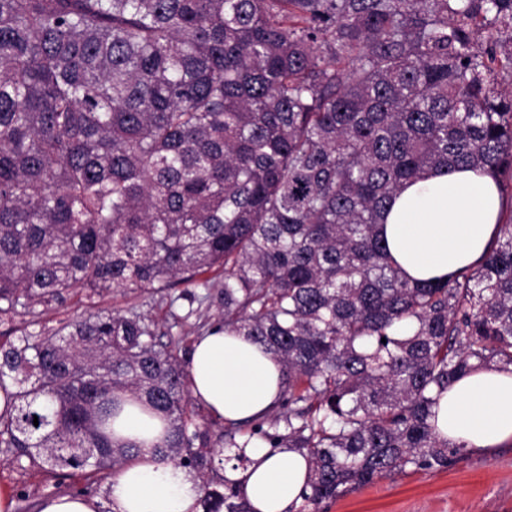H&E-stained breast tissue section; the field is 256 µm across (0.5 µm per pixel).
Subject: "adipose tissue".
<instances>
[{
    "label": "adipose tissue",
    "mask_w": 512,
    "mask_h": 512,
    "mask_svg": "<svg viewBox=\"0 0 512 512\" xmlns=\"http://www.w3.org/2000/svg\"><path fill=\"white\" fill-rule=\"evenodd\" d=\"M505 207L495 181L462 169L431 172L407 184L379 226L389 253L409 280L446 278L483 260L496 239ZM189 389L217 420L263 415L280 397L283 369L245 336L212 329L188 358ZM435 426L441 438L469 448L512 441V373L493 366L472 371L439 399ZM115 437L140 448L138 458L108 483L111 512H203L191 475L159 459L163 421L132 398L112 422ZM246 467L225 469L251 512H288L298 505L310 472L305 453L256 443Z\"/></svg>",
    "instance_id": "obj_1"
}]
</instances>
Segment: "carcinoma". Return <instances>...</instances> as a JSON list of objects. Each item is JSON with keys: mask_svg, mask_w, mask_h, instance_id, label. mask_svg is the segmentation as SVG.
Returning <instances> with one entry per match:
<instances>
[{"mask_svg": "<svg viewBox=\"0 0 512 512\" xmlns=\"http://www.w3.org/2000/svg\"><path fill=\"white\" fill-rule=\"evenodd\" d=\"M505 73L512 0H0V447L106 479L138 454L106 432L130 395L203 512H250L215 475L254 439L306 451L299 512L448 467L437 397L512 367V205L445 281L410 282L377 226L433 170L508 197ZM182 284L281 362L280 412L213 434L180 340L132 307L30 330L73 288Z\"/></svg>", "mask_w": 512, "mask_h": 512, "instance_id": "cac0c4a2", "label": "carcinoma"}]
</instances>
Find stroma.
<instances>
[{
    "mask_svg": "<svg viewBox=\"0 0 512 512\" xmlns=\"http://www.w3.org/2000/svg\"><path fill=\"white\" fill-rule=\"evenodd\" d=\"M90 303L105 309L137 306L158 333L182 337L189 349L222 321L220 308L194 311L184 298L173 302L152 292L99 296L78 289L66 306L42 315L41 329L58 328ZM106 487V482L79 473L54 476L0 448V491L11 494L13 512H23L25 505L36 506L47 497L62 494L85 493L102 499ZM317 512H512V443L490 450H461L447 468L440 470L409 468L388 473L369 485L324 500Z\"/></svg>",
    "mask_w": 512,
    "mask_h": 512,
    "instance_id": "35a3bbf8",
    "label": "stroma"
}]
</instances>
